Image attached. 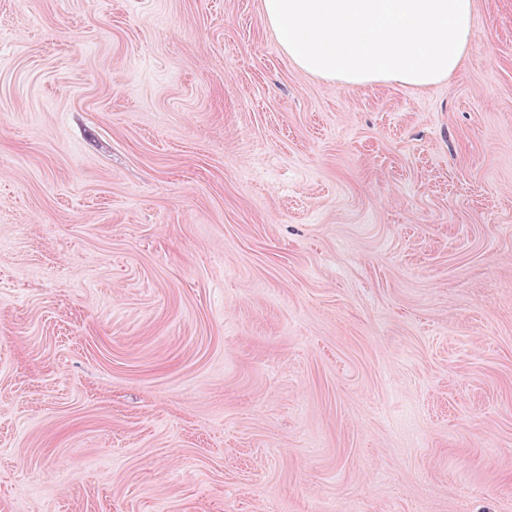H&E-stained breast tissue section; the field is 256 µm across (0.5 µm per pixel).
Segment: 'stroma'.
Masks as SVG:
<instances>
[{"label":"stroma","mask_w":512,"mask_h":512,"mask_svg":"<svg viewBox=\"0 0 512 512\" xmlns=\"http://www.w3.org/2000/svg\"><path fill=\"white\" fill-rule=\"evenodd\" d=\"M424 91L262 0H0V512H512V0Z\"/></svg>","instance_id":"1"}]
</instances>
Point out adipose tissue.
Masks as SVG:
<instances>
[{
    "label": "adipose tissue",
    "mask_w": 512,
    "mask_h": 512,
    "mask_svg": "<svg viewBox=\"0 0 512 512\" xmlns=\"http://www.w3.org/2000/svg\"><path fill=\"white\" fill-rule=\"evenodd\" d=\"M263 10L298 69L339 85L433 87L474 39V0H263Z\"/></svg>",
    "instance_id": "obj_1"
}]
</instances>
